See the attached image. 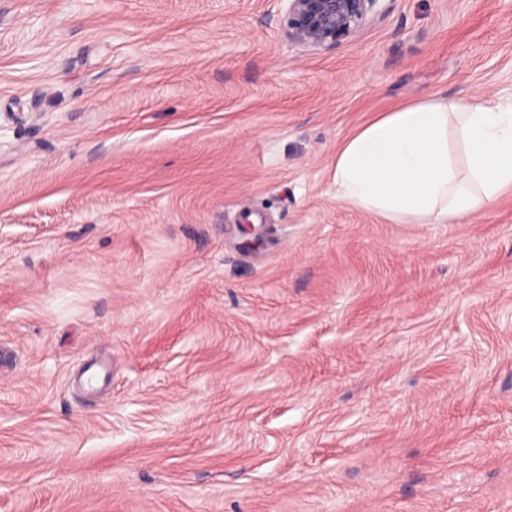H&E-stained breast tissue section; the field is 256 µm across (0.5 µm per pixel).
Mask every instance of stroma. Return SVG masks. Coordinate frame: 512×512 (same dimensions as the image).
<instances>
[{
	"label": "stroma",
	"mask_w": 512,
	"mask_h": 512,
	"mask_svg": "<svg viewBox=\"0 0 512 512\" xmlns=\"http://www.w3.org/2000/svg\"><path fill=\"white\" fill-rule=\"evenodd\" d=\"M286 8L0 0V512H512V190L421 224L334 181L381 113L512 107V0L315 50Z\"/></svg>",
	"instance_id": "obj_1"
}]
</instances>
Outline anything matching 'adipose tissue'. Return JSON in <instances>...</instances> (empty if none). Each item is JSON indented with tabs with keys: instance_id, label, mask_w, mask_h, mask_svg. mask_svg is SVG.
Here are the masks:
<instances>
[{
	"instance_id": "obj_1",
	"label": "adipose tissue",
	"mask_w": 512,
	"mask_h": 512,
	"mask_svg": "<svg viewBox=\"0 0 512 512\" xmlns=\"http://www.w3.org/2000/svg\"><path fill=\"white\" fill-rule=\"evenodd\" d=\"M335 180L343 200L388 220H462L512 187V110L475 96L462 107L431 99L385 113L338 151Z\"/></svg>"
}]
</instances>
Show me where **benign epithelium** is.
Segmentation results:
<instances>
[{"instance_id":"benign-epithelium-1","label":"benign epithelium","mask_w":512,"mask_h":512,"mask_svg":"<svg viewBox=\"0 0 512 512\" xmlns=\"http://www.w3.org/2000/svg\"><path fill=\"white\" fill-rule=\"evenodd\" d=\"M288 42L308 48L336 47L360 28L378 0H286Z\"/></svg>"}]
</instances>
